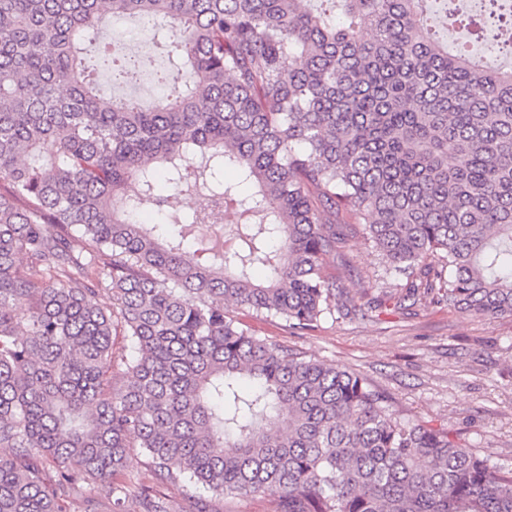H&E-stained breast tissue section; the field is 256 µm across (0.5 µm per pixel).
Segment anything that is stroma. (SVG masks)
Segmentation results:
<instances>
[{"mask_svg":"<svg viewBox=\"0 0 512 512\" xmlns=\"http://www.w3.org/2000/svg\"><path fill=\"white\" fill-rule=\"evenodd\" d=\"M325 271L350 292L369 283V297L394 291L361 225ZM235 318L270 342L364 375L387 393L404 421L442 427L492 464L512 467V317L474 318L442 305H415L405 316L331 313L312 331L296 334L279 317L246 309Z\"/></svg>","mask_w":512,"mask_h":512,"instance_id":"35a3bbf8","label":"stroma"}]
</instances>
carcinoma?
Here are the masks:
<instances>
[{
	"mask_svg": "<svg viewBox=\"0 0 512 512\" xmlns=\"http://www.w3.org/2000/svg\"><path fill=\"white\" fill-rule=\"evenodd\" d=\"M117 16L175 31L186 80L148 109L85 70ZM479 22L512 15L484 0ZM486 48L448 46L427 0H0V512H64L90 485L126 512L136 448L195 490L189 512H512V469L229 314L512 317V68L491 60L512 41ZM184 192L203 207L169 209ZM346 224L400 292L364 305L324 274ZM142 509L172 512L159 490ZM214 508L219 512H273L274 505L262 496L224 497L217 501Z\"/></svg>",
	"mask_w": 512,
	"mask_h": 512,
	"instance_id": "cac0c4a2",
	"label": "carcinoma"
}]
</instances>
